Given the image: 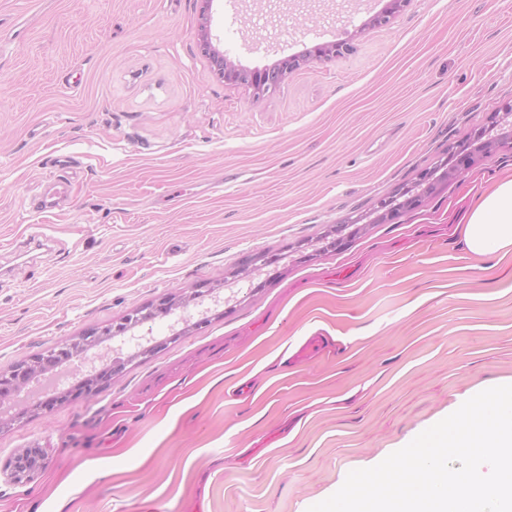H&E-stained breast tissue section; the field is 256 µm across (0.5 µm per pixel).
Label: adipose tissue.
I'll return each instance as SVG.
<instances>
[{"label": "adipose tissue", "mask_w": 512, "mask_h": 512, "mask_svg": "<svg viewBox=\"0 0 512 512\" xmlns=\"http://www.w3.org/2000/svg\"><path fill=\"white\" fill-rule=\"evenodd\" d=\"M468 253L486 257L512 247V179L484 193L462 220Z\"/></svg>", "instance_id": "1"}]
</instances>
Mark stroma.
I'll use <instances>...</instances> for the list:
<instances>
[{"mask_svg":"<svg viewBox=\"0 0 512 512\" xmlns=\"http://www.w3.org/2000/svg\"><path fill=\"white\" fill-rule=\"evenodd\" d=\"M387 3L0 0V372L215 291L92 399L0 430V467L45 455L29 482L0 474V512H307L512 383V252L475 258L458 229L512 152L398 223L370 214L512 99V0H412L369 26ZM205 29L250 70L354 50L258 97L215 74ZM52 180L68 195L45 209ZM260 253L280 260L244 270Z\"/></svg>","mask_w":512,"mask_h":512,"instance_id":"stroma-1","label":"stroma"}]
</instances>
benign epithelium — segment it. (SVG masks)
<instances>
[{
    "label": "benign epithelium",
    "mask_w": 512,
    "mask_h": 512,
    "mask_svg": "<svg viewBox=\"0 0 512 512\" xmlns=\"http://www.w3.org/2000/svg\"><path fill=\"white\" fill-rule=\"evenodd\" d=\"M409 5L410 0H389L388 7L370 18L368 25L373 27L386 25L394 15ZM201 49L209 56L219 77L228 83L245 85L253 89L255 96L259 97L275 91L286 77L297 69L315 61L348 54L353 51V46L344 40L318 44L301 56H291L282 60L274 69L263 70L237 68L223 53L212 47L206 32L202 35ZM492 129L497 131V139L490 150L496 151L501 148L512 150L511 100L504 103L498 111L489 115L487 125L479 128L466 139L448 146L445 161L448 171L445 172V175L452 179H458L472 171L475 168L478 153L487 152L484 145L487 135ZM416 182L422 184V188L418 191H412L408 187L399 190L398 195L405 197L401 207L390 206L387 199L380 200L376 207L379 215L375 222H393L400 218L403 212L421 208L426 198L436 189V180L432 171L423 169L417 173ZM200 296L202 293L197 291L178 301L172 296L164 297L143 310L131 311L110 327L103 329L91 327L75 340L35 354L31 358L15 364L9 371L0 372V406L6 403H15L18 395L31 383L36 373L42 369H52L53 362L58 358L67 363L74 359L81 361L82 368L76 370V373L82 375V378L67 390H55L50 393L49 397L38 402V408L49 411L58 403L96 394L104 384L112 380V375L125 368L127 360L133 359L135 355L157 352L162 348L163 342H153L145 336H137L133 333L134 329L146 322L169 316L175 307L185 309L191 301ZM98 345L103 346L100 364L91 366L84 362V353L88 348ZM124 348L134 350V355L128 356L126 360L123 359L120 356V351ZM43 460L42 449L24 448L7 461L4 471L8 472L10 479L16 483L28 482L42 467Z\"/></svg>",
    "instance_id": "7a95c632"
}]
</instances>
